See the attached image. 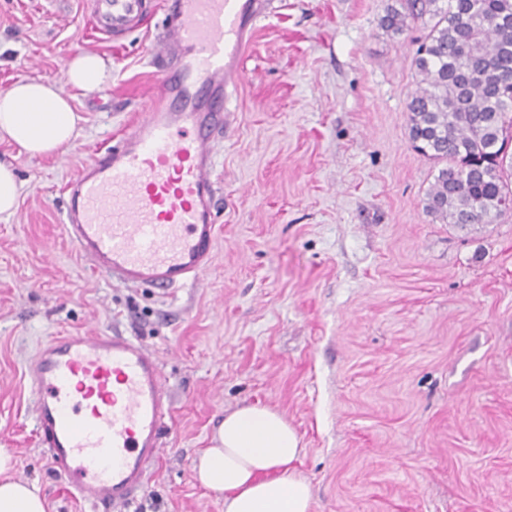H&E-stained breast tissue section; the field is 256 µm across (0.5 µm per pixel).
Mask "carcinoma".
Segmentation results:
<instances>
[{
	"mask_svg": "<svg viewBox=\"0 0 512 512\" xmlns=\"http://www.w3.org/2000/svg\"><path fill=\"white\" fill-rule=\"evenodd\" d=\"M387 29L422 20V76L406 105L412 147L439 165L426 211L466 229L512 212V0H408Z\"/></svg>",
	"mask_w": 512,
	"mask_h": 512,
	"instance_id": "carcinoma-1",
	"label": "carcinoma"
}]
</instances>
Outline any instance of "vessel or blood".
I'll use <instances>...</instances> for the list:
<instances>
[{"label": "vessel or blood", "mask_w": 512, "mask_h": 512, "mask_svg": "<svg viewBox=\"0 0 512 512\" xmlns=\"http://www.w3.org/2000/svg\"><path fill=\"white\" fill-rule=\"evenodd\" d=\"M100 33L128 31L146 0H92ZM268 0H166L147 49L158 101L68 186L65 229L101 272L168 292L209 270L216 236L212 133ZM39 439L70 492L98 507L132 504L170 432L171 402L154 350L130 336L70 332L26 370Z\"/></svg>", "instance_id": "1"}]
</instances>
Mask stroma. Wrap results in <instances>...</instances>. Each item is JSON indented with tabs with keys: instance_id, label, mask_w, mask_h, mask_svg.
<instances>
[{
	"instance_id": "stroma-1",
	"label": "stroma",
	"mask_w": 512,
	"mask_h": 512,
	"mask_svg": "<svg viewBox=\"0 0 512 512\" xmlns=\"http://www.w3.org/2000/svg\"><path fill=\"white\" fill-rule=\"evenodd\" d=\"M119 37L91 0H0V89L65 84L102 56V90L73 91L78 134L32 157L0 142L22 185L0 221V448L67 498L25 377L50 337L132 336L160 361L171 436L121 512H224L191 464L224 414L257 403L301 437L311 512H512V215L460 229L424 209L435 165L411 147L406 103L425 30L387 34L406 0H275L215 134L209 272L164 295L98 271L68 236L67 185L157 93L145 47L164 0ZM109 66L103 58L92 53H83L76 57L67 71L68 82L80 89L93 91L108 77Z\"/></svg>"
}]
</instances>
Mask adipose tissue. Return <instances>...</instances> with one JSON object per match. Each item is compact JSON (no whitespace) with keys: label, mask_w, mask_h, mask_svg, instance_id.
<instances>
[{"label":"adipose tissue","mask_w":512,"mask_h":512,"mask_svg":"<svg viewBox=\"0 0 512 512\" xmlns=\"http://www.w3.org/2000/svg\"><path fill=\"white\" fill-rule=\"evenodd\" d=\"M108 73L103 58L84 53L70 63L67 79L92 91ZM79 120L69 95L52 82L20 81L0 95V140L32 157L69 144ZM301 453L300 437L282 415L244 405L225 413L193 471L201 485L223 493L224 512H310L311 487L297 470ZM13 468L12 455L0 448V512H46L39 487L14 477Z\"/></svg>","instance_id":"1"}]
</instances>
